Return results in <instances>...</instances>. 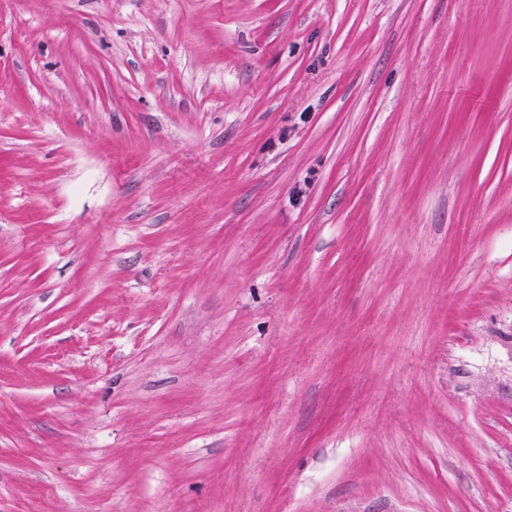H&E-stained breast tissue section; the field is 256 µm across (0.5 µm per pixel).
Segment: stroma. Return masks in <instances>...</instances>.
I'll return each instance as SVG.
<instances>
[{
  "label": "stroma",
  "mask_w": 512,
  "mask_h": 512,
  "mask_svg": "<svg viewBox=\"0 0 512 512\" xmlns=\"http://www.w3.org/2000/svg\"><path fill=\"white\" fill-rule=\"evenodd\" d=\"M0 512H512V0H0Z\"/></svg>",
  "instance_id": "35a3bbf8"
}]
</instances>
